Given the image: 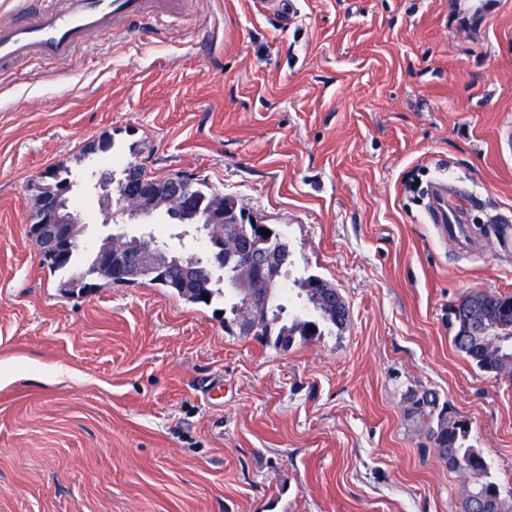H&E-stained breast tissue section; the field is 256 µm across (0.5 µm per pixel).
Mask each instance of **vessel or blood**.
Returning <instances> with one entry per match:
<instances>
[{
    "label": "vessel or blood",
    "instance_id": "vessel-or-blood-1",
    "mask_svg": "<svg viewBox=\"0 0 512 512\" xmlns=\"http://www.w3.org/2000/svg\"><path fill=\"white\" fill-rule=\"evenodd\" d=\"M193 0H39L37 9L18 8V20L0 24V61L23 58L68 60L87 36L107 26H133L137 20L189 14ZM467 202L448 184L436 180L427 211L441 237L464 245L473 238L466 224Z\"/></svg>",
    "mask_w": 512,
    "mask_h": 512
}]
</instances>
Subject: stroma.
I'll list each match as a JSON object with an SVG mask.
<instances>
[{"instance_id":"stroma-1","label":"stroma","mask_w":512,"mask_h":512,"mask_svg":"<svg viewBox=\"0 0 512 512\" xmlns=\"http://www.w3.org/2000/svg\"><path fill=\"white\" fill-rule=\"evenodd\" d=\"M113 147H97L102 137ZM201 176L329 282L344 327L281 350L155 285L67 294L28 234L68 167L100 243V165ZM444 178L480 245L404 185ZM512 0H258L106 27L0 68V512H455L464 480L405 415L436 391L512 496V380L459 353L448 306L512 293ZM223 395L207 400L206 384Z\"/></svg>"}]
</instances>
